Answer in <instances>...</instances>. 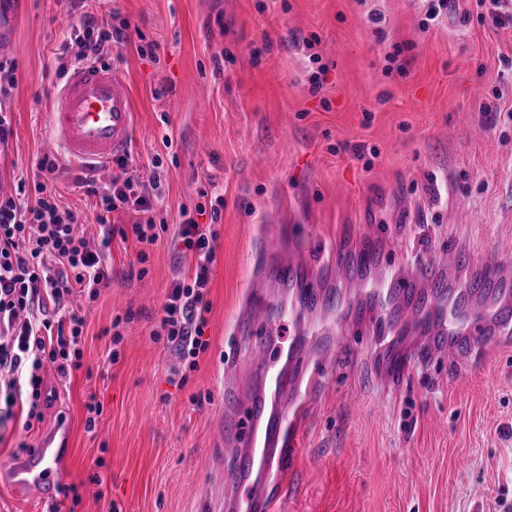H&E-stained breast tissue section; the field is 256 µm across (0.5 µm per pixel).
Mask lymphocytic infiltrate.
Returning <instances> with one entry per match:
<instances>
[{"mask_svg":"<svg viewBox=\"0 0 512 512\" xmlns=\"http://www.w3.org/2000/svg\"><path fill=\"white\" fill-rule=\"evenodd\" d=\"M126 25L115 26L84 13L72 44L63 53L59 72L100 60L105 51L126 42ZM130 156L115 158V171L107 185L88 183L96 199V221L110 225L114 213L133 210L144 218L132 224L136 240L156 244L159 235L146 186L156 183L161 159H153L147 181L126 176ZM40 172L32 187H19L17 196H0V377H7L4 400L14 403L19 391H27L29 417L39 415L44 366L68 377L81 366L78 347L84 320L70 315L68 323L55 322L49 309H62L65 299L80 293L96 300L110 287L112 276L100 250L76 233L80 219L63 206L51 185L58 165L50 157L39 159ZM195 217L182 220L175 240L184 251L197 255L190 272L175 280L161 306L158 323L168 348L182 366L196 369L198 358L209 347L205 337L211 303L207 298L216 260L217 233L212 225L198 223L202 214L218 217V208L195 204Z\"/></svg>","mask_w":512,"mask_h":512,"instance_id":"obj_1","label":"lymphocytic infiltrate"}]
</instances>
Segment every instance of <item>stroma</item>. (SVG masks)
<instances>
[{
    "mask_svg": "<svg viewBox=\"0 0 512 512\" xmlns=\"http://www.w3.org/2000/svg\"><path fill=\"white\" fill-rule=\"evenodd\" d=\"M94 11L129 25L104 60L137 108L130 174L163 161L154 205L168 229L146 249L118 235L104 249L111 286L73 304L85 318L82 366L65 382L43 371L41 419H28V401L0 402V512H224L239 433L224 367L234 362L241 382L251 369L232 326L260 241L276 243L269 221L312 255L332 242L358 262L379 239L410 273L459 250L452 288L485 279L490 250L512 274V119L491 129L482 112H512V27L480 20L473 0L427 29L420 0H96ZM83 12L81 0H28L15 18L14 136L0 154V192L33 178L47 152L57 58ZM313 53L328 68L315 94ZM92 177L58 163L61 199L96 247L103 228L83 187ZM207 189L224 198L218 221L199 218L218 235L209 347L180 378L155 330L172 282L197 262L171 242L179 211ZM372 338L360 334L348 365L326 358L280 512H512V338L456 366L413 359L388 384ZM92 402L103 412L90 430ZM60 419L69 439L52 465L74 493L46 506L17 489L9 467Z\"/></svg>",
    "mask_w": 512,
    "mask_h": 512,
    "instance_id": "obj_1",
    "label": "stroma"
}]
</instances>
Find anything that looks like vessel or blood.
<instances>
[{
	"instance_id": "1",
	"label": "vessel or blood",
	"mask_w": 512,
	"mask_h": 512,
	"mask_svg": "<svg viewBox=\"0 0 512 512\" xmlns=\"http://www.w3.org/2000/svg\"><path fill=\"white\" fill-rule=\"evenodd\" d=\"M50 120L52 144L69 165L109 167L114 157L129 149L135 129V109L126 79L114 66L98 62L73 69L54 97ZM461 260L459 252L444 253L419 281L395 276L380 261L367 275L353 277V288L365 295L373 309L375 335L388 358L390 376H398L408 362L383 318L391 296L406 299L420 290L430 294L432 301L424 320H417L411 309H403L404 332L429 337L430 352L440 353L452 364L459 359L460 339H468L478 349L492 335L512 331V290L482 291L463 310L444 302L445 276ZM335 274V264L322 262L313 270L308 260H287L266 250L260 270L251 277L247 303L237 323L238 332L250 336L253 345L252 378L242 403L243 427L236 443L235 455L242 467L235 477L232 512H276L313 401L320 363L328 353L324 343L310 340L301 329L283 336L287 316L276 306L273 291L287 289L292 300L301 303L312 292L327 291ZM46 454V448L33 449L13 470L20 477V486L37 489L49 498L64 484L65 475L47 466Z\"/></svg>"
}]
</instances>
